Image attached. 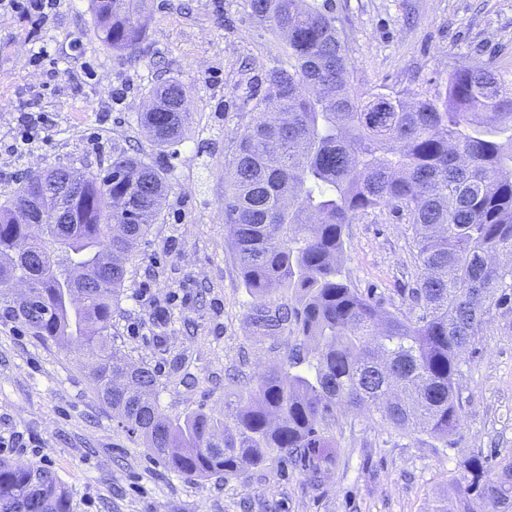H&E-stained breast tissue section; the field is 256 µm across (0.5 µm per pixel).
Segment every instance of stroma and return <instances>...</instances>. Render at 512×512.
Instances as JSON below:
<instances>
[{"label":"stroma","instance_id":"35a3bbf8","mask_svg":"<svg viewBox=\"0 0 512 512\" xmlns=\"http://www.w3.org/2000/svg\"><path fill=\"white\" fill-rule=\"evenodd\" d=\"M348 37L355 90L383 86L424 94L454 66L491 61L512 69V0H320ZM137 53L94 35L91 0H63L41 30L0 12V202L30 169L104 170L119 147L162 169L166 197L128 266L112 315V344L159 374L172 416L220 412L227 399L282 364L288 337L262 336L249 315L224 222L236 145L256 117L277 39L247 0H147ZM47 43L33 62L30 49ZM190 91L191 124L159 149L138 116L165 81ZM25 153L10 147L24 133ZM412 230L375 209L347 226L341 266L381 309L409 314L418 274ZM0 300V435L22 448L0 460L50 470L71 512H432L467 460L512 458V313L493 311L463 358L454 445L356 418L341 461L321 487L272 459L235 476L186 479L131 438L97 398L83 355L33 335Z\"/></svg>","mask_w":512,"mask_h":512}]
</instances>
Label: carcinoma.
Wrapping results in <instances>:
<instances>
[{
  "mask_svg": "<svg viewBox=\"0 0 512 512\" xmlns=\"http://www.w3.org/2000/svg\"><path fill=\"white\" fill-rule=\"evenodd\" d=\"M282 36L279 64L265 75L258 117L242 135L224 196L240 277L262 335L289 330L282 366L261 374L219 414L172 417L158 378L112 353V306L166 190L163 174L126 152L103 173L47 172L71 179L67 224L53 200L12 191L0 205V296L26 277L16 319L36 336L75 343L93 360L94 389L126 432L171 469L193 479L236 475L283 458L319 485L337 467L342 420L367 411L399 430L452 444L460 421L456 377L490 314L512 312V71L460 64L445 89L409 100L387 88L353 90L347 40L336 17L308 0H248ZM143 0H93L99 40L135 52ZM185 86L152 91L140 124L161 149L183 140ZM412 227L419 274L410 315L382 310L342 275L344 230L376 208ZM44 220L40 254L24 250L22 213ZM80 267L101 283L85 303L69 298ZM295 305L272 309L274 292ZM450 495H473L481 512H512V459ZM0 512H71L68 492L47 469L0 462Z\"/></svg>",
  "mask_w": 512,
  "mask_h": 512,
  "instance_id": "cac0c4a2",
  "label": "carcinoma"
}]
</instances>
